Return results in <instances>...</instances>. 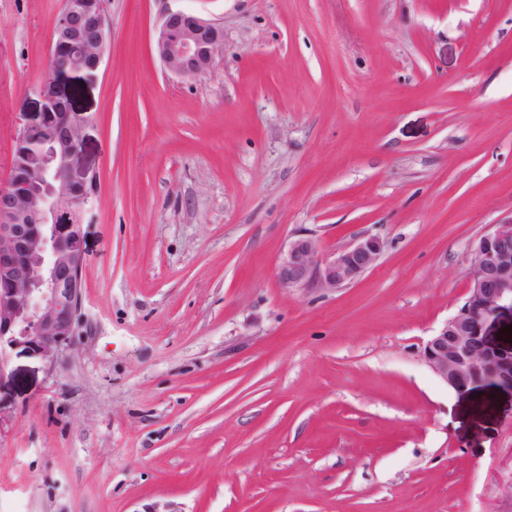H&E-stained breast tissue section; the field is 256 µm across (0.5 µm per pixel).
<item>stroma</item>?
<instances>
[{
    "mask_svg": "<svg viewBox=\"0 0 512 512\" xmlns=\"http://www.w3.org/2000/svg\"><path fill=\"white\" fill-rule=\"evenodd\" d=\"M63 0H0V186L51 90L97 177L78 333L0 371V512H512V392L420 351L512 219V0H107L94 82L48 69ZM224 28L199 78L155 42ZM378 236L282 291L276 261ZM223 50L224 31L219 23L182 11L165 16L156 40L164 68L181 78L205 75ZM383 250L384 242L380 237L367 236L324 256L313 236H302L290 242L278 257L277 283L285 292L296 288L336 290L373 269Z\"/></svg>",
    "mask_w": 512,
    "mask_h": 512,
    "instance_id": "1",
    "label": "stroma"
}]
</instances>
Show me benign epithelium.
<instances>
[{
	"mask_svg": "<svg viewBox=\"0 0 512 512\" xmlns=\"http://www.w3.org/2000/svg\"><path fill=\"white\" fill-rule=\"evenodd\" d=\"M108 38L106 0H64L53 31L49 67L93 81ZM224 50L220 24L182 11L168 13L156 53L174 76L197 78ZM82 140L63 97L44 96L36 121L15 139L19 160L0 186V358L23 346L54 362L76 335L82 297V212L95 191L73 164ZM384 250L378 236L324 256L302 236L280 254L276 279L283 291L347 286L373 269ZM464 304L431 336L422 360L448 387L461 391L482 381L512 389V346L493 345L491 324L512 312V220L491 224L471 245Z\"/></svg>",
	"mask_w": 512,
	"mask_h": 512,
	"instance_id": "7a95c632",
	"label": "benign epithelium"
}]
</instances>
